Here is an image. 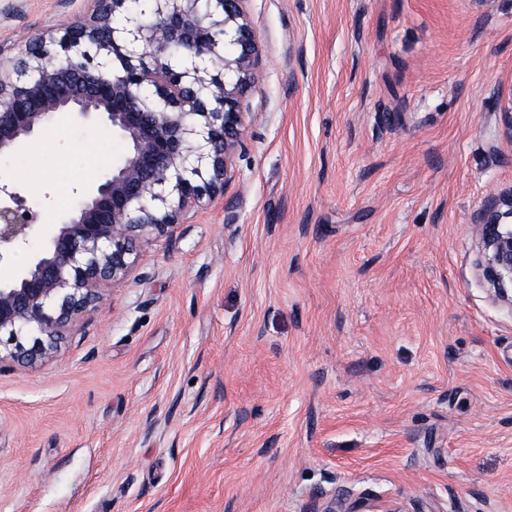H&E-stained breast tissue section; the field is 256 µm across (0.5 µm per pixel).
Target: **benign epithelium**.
<instances>
[{"mask_svg":"<svg viewBox=\"0 0 512 512\" xmlns=\"http://www.w3.org/2000/svg\"><path fill=\"white\" fill-rule=\"evenodd\" d=\"M243 2L135 0L130 9L129 0H97L89 18L36 37L0 75V157L61 120L104 122L130 144L19 270L8 260L28 244L37 214L0 184V347L18 365L52 357L69 324L128 275L132 237H168L183 212L224 193L243 146L237 93L259 55ZM474 233L478 278L512 309V198L487 199Z\"/></svg>","mask_w":512,"mask_h":512,"instance_id":"1","label":"benign epithelium"}]
</instances>
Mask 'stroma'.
Here are the masks:
<instances>
[{"instance_id":"stroma-1","label":"stroma","mask_w":512,"mask_h":512,"mask_svg":"<svg viewBox=\"0 0 512 512\" xmlns=\"http://www.w3.org/2000/svg\"><path fill=\"white\" fill-rule=\"evenodd\" d=\"M93 0H0V68ZM259 45L222 196L72 326L0 363V512H512V310L472 222L512 193V0H245ZM126 140L0 160L26 266ZM237 218L236 238L224 232Z\"/></svg>"}]
</instances>
